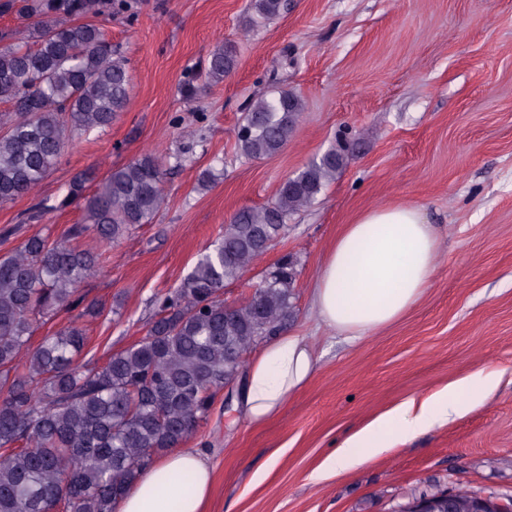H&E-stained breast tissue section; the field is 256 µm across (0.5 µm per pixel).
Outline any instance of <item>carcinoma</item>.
Wrapping results in <instances>:
<instances>
[{
	"mask_svg": "<svg viewBox=\"0 0 512 512\" xmlns=\"http://www.w3.org/2000/svg\"><path fill=\"white\" fill-rule=\"evenodd\" d=\"M284 7V0L254 5L263 20ZM131 9L128 0H0V15L31 21L25 36L0 31V98L13 113L0 114L8 126L0 136L1 204L31 192L70 136L125 111L127 59L104 29L80 18ZM234 65L235 47L226 42L181 90L193 97ZM303 109L287 89L255 100L235 133L237 150L248 159L277 154ZM352 151L348 141L330 146L285 178L270 203L238 210L180 285L155 298L146 336L101 366L78 362L86 336L76 324L46 337L25 362L18 357L37 319L78 306L81 284L101 270L98 255L74 240L91 229L110 244L155 218L160 158L144 155L112 170L67 236L29 238L0 259V512H112L143 470L207 420L241 356L294 317L296 264L280 262L228 315L224 287L286 234L290 216L316 200ZM92 179L77 177L65 200L83 197Z\"/></svg>",
	"mask_w": 512,
	"mask_h": 512,
	"instance_id": "obj_1",
	"label": "carcinoma"
}]
</instances>
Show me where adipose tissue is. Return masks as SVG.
Returning a JSON list of instances; mask_svg holds the SVG:
<instances>
[{"label":"adipose tissue","mask_w":512,"mask_h":512,"mask_svg":"<svg viewBox=\"0 0 512 512\" xmlns=\"http://www.w3.org/2000/svg\"><path fill=\"white\" fill-rule=\"evenodd\" d=\"M438 240L421 211L406 203L375 207L344 225L310 288L320 325L350 344L387 327L420 302L436 270ZM318 358L301 336L284 333L250 362L240 415L264 424L313 377ZM495 385L450 384L429 398L409 399L351 434L327 460L333 471L353 470L411 435L444 425L480 403ZM212 469L202 454L182 448L144 470L114 505V512H203Z\"/></svg>","instance_id":"ef3b65f1"}]
</instances>
